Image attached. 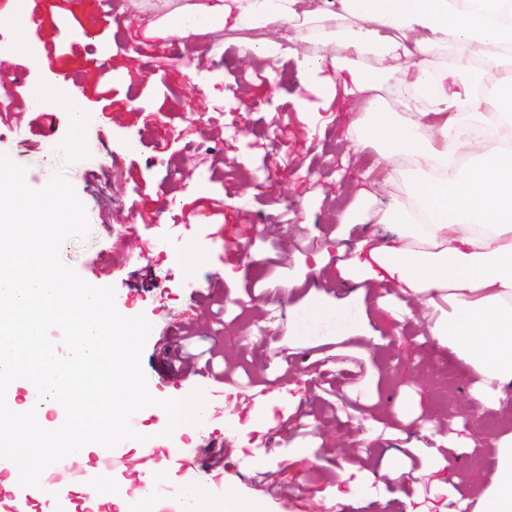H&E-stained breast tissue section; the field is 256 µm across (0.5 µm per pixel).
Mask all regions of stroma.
<instances>
[{
    "mask_svg": "<svg viewBox=\"0 0 512 512\" xmlns=\"http://www.w3.org/2000/svg\"><path fill=\"white\" fill-rule=\"evenodd\" d=\"M118 2L120 18L112 21L73 0H0L2 36L15 38L19 16L42 18L40 28L26 34L30 54L11 58L1 70L25 87L50 85L63 76L79 88L78 99L61 100L54 116L32 103L19 119L0 122V154L24 167L34 190L44 188L56 171L66 173L86 208L90 232L66 242L61 257L87 283H105L127 296V303L117 304L118 312L144 315L150 323L141 355L150 393L158 399L172 393L157 385L171 367L155 355V342L163 336L176 346L178 323L205 315L211 300L223 299L228 309L221 339L228 367H246L284 387L288 365L311 368L306 349L333 338L289 335L278 321L280 312L305 308L317 298L365 311L356 352L315 368L336 386L335 411L326 410L317 387L265 403L251 390L190 377L187 388L211 402L213 413L171 440L195 450L223 443L224 474L210 491L220 499L225 485L232 484L250 498L252 479L275 478L291 494L300 485L307 492L286 502L265 498L264 512H330L327 502L339 482L338 441L376 434L369 460L382 466L391 452L393 420L387 407L399 392L411 402L410 418L465 434L470 370L436 353L431 339L416 333L412 319L394 321L389 309L397 304L395 292L355 293L316 270L336 256L339 238L375 230L379 208L408 201L405 177L395 176L375 201L362 202L358 181L341 179L333 169L339 159L358 169L375 156L372 148L354 147L345 133L356 116L353 104L329 97L325 88L306 87L295 56H278L257 69L244 66L255 44L274 39L270 29L213 25L192 50L165 29L171 18L189 11L193 0ZM152 36L162 38L170 58L165 84L155 91L143 81L155 53L148 42ZM51 46L59 57L49 68L41 60ZM103 65L112 79L106 113L96 101ZM76 107L93 118L80 131L69 125L68 114ZM279 113L288 117L287 132L273 122ZM165 139L170 148L158 150ZM142 184L147 192L140 195L136 188ZM199 197L223 200V223L187 218L183 203ZM225 223L254 225L253 251L277 257L280 302L260 295L238 305L235 295L244 274L260 277L264 268L234 252L230 233L221 229ZM189 250L201 257L198 271L188 281L172 278L176 258ZM261 326L288 336L296 350L290 362L268 360L255 342ZM401 358L410 373L396 383L389 374ZM362 394L368 402H359ZM290 412L306 418L308 434L285 428ZM490 462L489 452L462 449L445 480L473 486L488 476Z\"/></svg>",
    "mask_w": 512,
    "mask_h": 512,
    "instance_id": "obj_1",
    "label": "stroma"
}]
</instances>
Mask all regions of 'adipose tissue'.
<instances>
[{"label":"adipose tissue","instance_id":"ef3b65f1","mask_svg":"<svg viewBox=\"0 0 512 512\" xmlns=\"http://www.w3.org/2000/svg\"><path fill=\"white\" fill-rule=\"evenodd\" d=\"M222 24L278 31L274 42L254 46L262 59L289 53V28L304 26L308 50L303 76L335 73L341 92L358 110L348 133L375 148L359 196L376 197L393 173L408 174L409 204H389L383 229L338 249L343 284L393 288L404 305L422 309L435 347L466 364L474 383L469 397L480 412L500 411L512 391V0H200L168 23L188 40ZM333 44V55L323 54ZM451 49L448 62L439 50ZM399 73L400 91L381 94L380 75ZM497 109L489 121L488 106ZM360 313L314 302L287 314L292 333L325 325L337 341H353ZM422 448L417 476L432 493L447 494L474 512H512V434L493 440L490 476L470 494L431 480L445 467V450L466 447L456 434L435 435ZM370 435L342 461L349 490L336 501L360 512L370 499L386 502L397 464L364 468Z\"/></svg>","mask_w":512,"mask_h":512}]
</instances>
